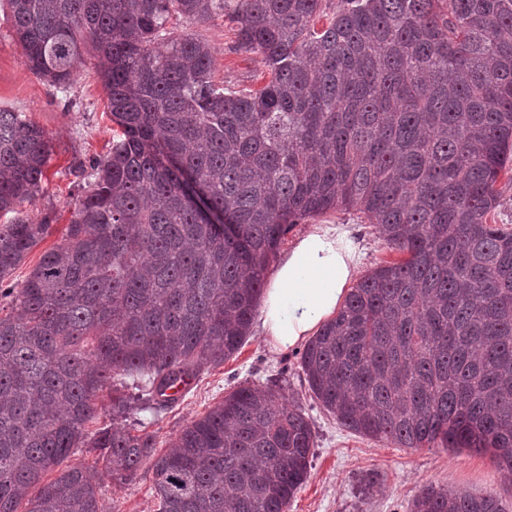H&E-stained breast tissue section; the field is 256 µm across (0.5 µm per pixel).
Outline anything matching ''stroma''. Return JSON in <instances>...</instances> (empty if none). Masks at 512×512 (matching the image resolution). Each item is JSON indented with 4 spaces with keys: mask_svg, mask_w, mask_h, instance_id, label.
<instances>
[{
    "mask_svg": "<svg viewBox=\"0 0 512 512\" xmlns=\"http://www.w3.org/2000/svg\"><path fill=\"white\" fill-rule=\"evenodd\" d=\"M214 56L213 76L238 90H255L267 78V66L260 54L240 50L236 27L225 18L197 27ZM99 59L85 50L81 76L73 84L72 106L54 100L45 81L24 64L23 50L13 30L8 11L0 10V109L21 113L46 131L54 151L45 170L43 190L23 203L29 217H38L54 207L57 222L52 232L34 246L12 280L22 283L43 255L58 244L72 218L71 202L76 191L69 167L77 160L105 154L116 129L107 109V98L96 75ZM322 224H348L356 231L363 252L360 274H368L390 256L377 225L345 210L319 216ZM284 378L286 398L298 401L315 432L314 455L306 482L288 506V512H409L412 499L423 486L433 484L467 491L476 496L497 494L512 512V488L503 486L490 456L473 451L446 448H398L357 435L342 427L310 397L299 356L295 351L276 353L269 349L259 329L231 358L205 370L183 399L172 409L140 412L139 418L156 437L158 451H165L180 430L193 418L218 404L238 385H264ZM378 474L380 484L372 496L360 492L362 478ZM101 493L110 512H155L151 474L144 473L128 484L102 478Z\"/></svg>",
    "mask_w": 512,
    "mask_h": 512,
    "instance_id": "stroma-1",
    "label": "stroma"
}]
</instances>
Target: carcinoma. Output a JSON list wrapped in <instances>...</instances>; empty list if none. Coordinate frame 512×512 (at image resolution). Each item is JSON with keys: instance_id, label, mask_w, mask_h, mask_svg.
<instances>
[{"instance_id": "carcinoma-1", "label": "carcinoma", "mask_w": 512, "mask_h": 512, "mask_svg": "<svg viewBox=\"0 0 512 512\" xmlns=\"http://www.w3.org/2000/svg\"><path fill=\"white\" fill-rule=\"evenodd\" d=\"M4 2L55 91L97 53L119 133L72 168L71 222L17 285L57 220L17 210L53 143L0 110V512H104L89 466L65 464L80 448L113 480L151 473L158 512H288L315 433L278 381L238 386L163 453L127 421L237 353L288 232L338 208L405 258L304 347L312 398L397 448L488 452L512 487V229L491 223L501 173L512 183V0ZM174 17L236 23L266 84L217 83L209 44ZM410 512L505 510L430 485Z\"/></svg>"}]
</instances>
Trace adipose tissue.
I'll return each instance as SVG.
<instances>
[{
	"label": "adipose tissue",
	"instance_id": "obj_1",
	"mask_svg": "<svg viewBox=\"0 0 512 512\" xmlns=\"http://www.w3.org/2000/svg\"><path fill=\"white\" fill-rule=\"evenodd\" d=\"M359 268L352 233L318 224L301 235L268 281L261 334L275 352L306 342L335 314Z\"/></svg>",
	"mask_w": 512,
	"mask_h": 512
}]
</instances>
